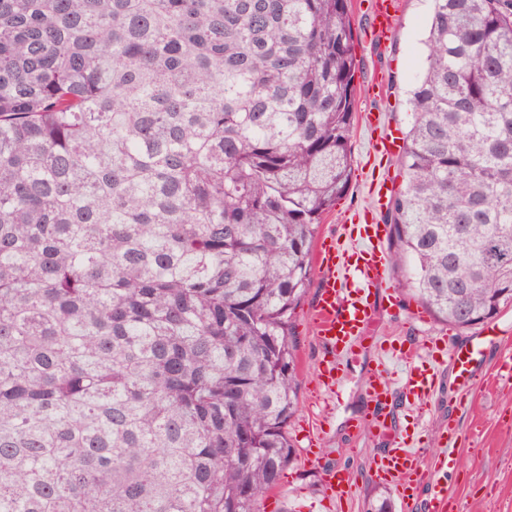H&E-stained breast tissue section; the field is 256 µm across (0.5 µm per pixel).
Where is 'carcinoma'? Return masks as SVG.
Segmentation results:
<instances>
[{
  "label": "carcinoma",
  "mask_w": 512,
  "mask_h": 512,
  "mask_svg": "<svg viewBox=\"0 0 512 512\" xmlns=\"http://www.w3.org/2000/svg\"><path fill=\"white\" fill-rule=\"evenodd\" d=\"M406 297L512 304V0H431ZM348 0H0V512H255L352 175Z\"/></svg>",
  "instance_id": "carcinoma-1"
}]
</instances>
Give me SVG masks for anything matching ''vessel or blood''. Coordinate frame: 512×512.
I'll return each mask as SVG.
<instances>
[{
    "mask_svg": "<svg viewBox=\"0 0 512 512\" xmlns=\"http://www.w3.org/2000/svg\"><path fill=\"white\" fill-rule=\"evenodd\" d=\"M398 13L397 0H372L369 30L373 41L387 38ZM374 157L389 160L401 148L400 136L385 124V115H364ZM372 205L358 223L343 225L341 233L324 241L317 253L320 286L312 308V327L317 338L331 350L320 368L317 390H332L342 379V359L359 349L373 327L377 313L393 294L386 243L390 228L379 221L392 196L387 180L369 186ZM512 328L493 325L475 332L463 345L448 347L445 333L425 337L410 347L387 345L366 379L364 393L374 408L362 423L366 433L387 443L386 452L374 459L375 477L395 490L406 507L425 501L427 512H446L448 492L440 482H427L422 459V431L417 421L424 417L439 388L444 369H451L463 382L474 379L487 348L500 346ZM411 398L415 420L404 429L393 425L391 401L395 392ZM459 439L457 426L436 435L440 451L433 458L435 472L445 473L448 450ZM325 495L336 501L353 493L350 479L332 470L325 474Z\"/></svg>",
    "mask_w": 512,
    "mask_h": 512,
    "instance_id": "vessel-or-blood-1",
    "label": "vessel or blood"
}]
</instances>
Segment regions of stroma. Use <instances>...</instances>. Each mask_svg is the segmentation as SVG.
<instances>
[{
	"instance_id": "35a3bbf8",
	"label": "stroma",
	"mask_w": 512,
	"mask_h": 512,
	"mask_svg": "<svg viewBox=\"0 0 512 512\" xmlns=\"http://www.w3.org/2000/svg\"><path fill=\"white\" fill-rule=\"evenodd\" d=\"M429 0H401L398 20L381 45L368 35L369 0H351L349 5L355 33L359 70L355 76L357 110L385 112L390 127L406 129L411 116L407 103L412 81L424 64L421 41ZM382 76L384 92L371 97L367 86L373 76ZM369 141L362 124L352 134L353 176L346 194L324 215L317 239L336 236L345 215L369 204L366 186ZM396 294L390 307L380 310L374 335L388 340H412L436 329L424 318L420 306L407 300L402 288L404 272L391 271ZM316 295L308 289L296 310L299 340V408L288 426L297 448L295 460L283 470L279 485L259 506L260 512H368L371 500L391 494V487L378 482L372 460L386 448L385 442L366 432L353 430L351 420L370 416V405L362 386L378 353L368 347L356 358L342 363L343 382L338 390L315 394L314 376L325 350L309 322ZM497 349L490 348L480 362L479 374L467 386L451 370H444L440 396L428 410L426 433L441 431L456 423L460 440L448 457V498L457 512H512V388L495 379ZM332 469L345 472L355 486L353 498L333 505L323 497V476Z\"/></svg>"
}]
</instances>
